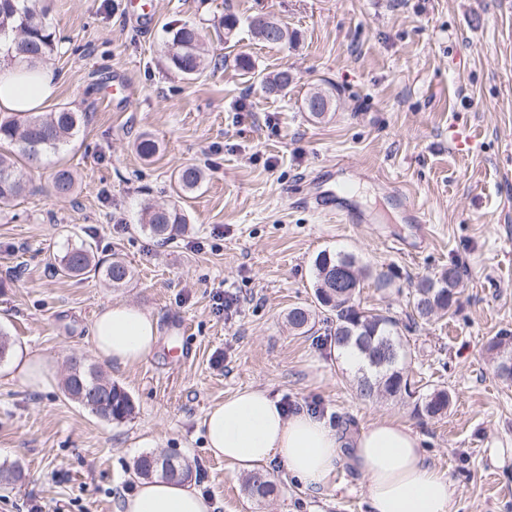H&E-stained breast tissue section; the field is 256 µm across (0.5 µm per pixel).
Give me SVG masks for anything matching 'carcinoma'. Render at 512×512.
<instances>
[{"label":"carcinoma","instance_id":"carcinoma-1","mask_svg":"<svg viewBox=\"0 0 512 512\" xmlns=\"http://www.w3.org/2000/svg\"><path fill=\"white\" fill-rule=\"evenodd\" d=\"M267 21L254 28L256 37L269 45H283L292 41V34L281 26L278 35L271 36L266 29ZM10 40L14 52L26 54L36 61H43L54 52L55 38L43 21L38 0H0V40ZM171 66L187 77L203 73L212 64L203 46L202 30L194 24H181L168 30L165 43ZM270 93H279L290 85L286 71L261 80ZM332 104V93L319 90L306 99V108L317 118L324 116ZM85 114L61 106L47 113H0V208H8L22 196L30 182V175L41 170L43 157L55 154L70 145L78 134ZM136 149L147 159L158 152L157 143L146 134L137 138ZM204 171L198 166H185L174 173L176 200L165 205H147L142 209L141 230L152 237L169 242L185 230L188 217L179 205L182 196L199 189ZM51 192L58 197L72 195L75 186L74 172L65 166L54 169L48 176ZM346 265L354 269L355 277L350 287H336V266ZM315 299L320 309L336 319L334 343L336 347L358 352V368L353 382L364 399L385 398L393 400L413 399L414 410L428 417L447 413L450 395L445 388H435L419 396L415 382L409 377L405 360L411 355L408 339L403 336L400 322L372 309L363 308L356 302L362 278L368 276L359 266L352 253L322 252L314 261ZM53 270L57 274L79 277L91 272L104 277L110 286L122 288L132 279L131 267L118 257L109 262L96 259L92 243L82 240L67 248L58 258ZM461 276L455 264L433 277L417 281L412 294L410 319H428L436 314L446 315L457 306L461 294ZM313 319L312 311L294 307L288 313V324L304 334ZM391 344L399 354L392 365L372 366L379 346ZM488 350L496 355H512V336L500 335L491 339ZM65 391L81 407L100 419L112 422L132 416L134 404L130 394L119 384L106 377L92 365H82L65 380ZM134 473L144 479L155 476L170 480H186L192 476L190 465L178 459L174 465L158 463L153 453L140 455L134 462ZM244 489L255 499H267L274 495L277 484L263 469L249 474Z\"/></svg>","mask_w":512,"mask_h":512}]
</instances>
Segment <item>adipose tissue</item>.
<instances>
[{
    "label": "adipose tissue",
    "mask_w": 512,
    "mask_h": 512,
    "mask_svg": "<svg viewBox=\"0 0 512 512\" xmlns=\"http://www.w3.org/2000/svg\"><path fill=\"white\" fill-rule=\"evenodd\" d=\"M64 76L19 56L0 69V109L32 112L49 100ZM158 321L124 302L106 305L94 318L91 340L100 361L125 367L154 350ZM11 369L21 385L44 390L55 382L46 360L28 349L15 351ZM213 457L239 469L275 460L313 489L327 488L350 448V462L366 480L369 512H452L453 489L445 471L431 464L419 436L397 418L361 427L342 437L327 419L307 410L284 413L268 391L245 388L211 407L202 420ZM124 512H213L190 482L153 479L128 496Z\"/></svg>",
    "instance_id": "ef3b65f1"
}]
</instances>
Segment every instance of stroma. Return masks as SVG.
I'll return each instance as SVG.
<instances>
[{
    "label": "stroma",
    "instance_id": "1",
    "mask_svg": "<svg viewBox=\"0 0 512 512\" xmlns=\"http://www.w3.org/2000/svg\"><path fill=\"white\" fill-rule=\"evenodd\" d=\"M55 30L51 64L65 81L51 107L85 113L60 156L77 175L68 198L33 189L0 210V331L41 354L58 380L47 391L0 372V512H120L140 482L133 462L154 452L192 467L213 512H367L366 481L341 461L327 489H312L276 462L278 489L256 500L242 474L206 449L201 422L239 389L260 388L326 417L341 432L397 417L445 470L453 512H512V382L500 380L487 344L512 333V0H152L144 17L127 0H40ZM237 18L231 35L216 24ZM287 25L285 45L258 41L251 23ZM197 25L217 67L189 80L172 68L169 27ZM257 75H242L237 55ZM290 70L288 90L266 93L261 76ZM127 86L116 95V82ZM333 94L324 118L305 100ZM158 144L141 158L140 134ZM359 191V224L308 208L309 185L336 163ZM202 166L206 179L180 199L189 230L161 243L139 228L148 203L176 199L173 173ZM425 225L407 223L401 196ZM135 271L128 287L70 278L51 266L68 240ZM350 252L391 288L364 280L361 306L406 324L414 379L453 396L447 414L359 398L334 344L335 321L309 332L287 315L315 302L320 251ZM458 265L455 312L410 325L413 282ZM232 299L217 310L218 296ZM123 301L158 319L145 361L103 372L131 395L134 412L105 422L70 400L71 357L97 362L94 315Z\"/></svg>",
    "mask_w": 512,
    "mask_h": 512
}]
</instances>
